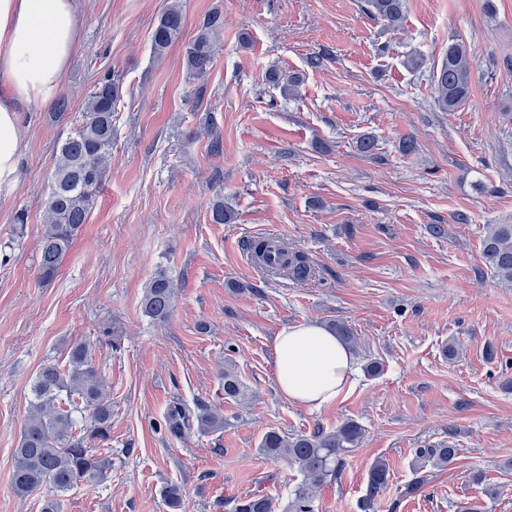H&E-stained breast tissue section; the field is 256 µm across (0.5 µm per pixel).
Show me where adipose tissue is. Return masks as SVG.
I'll return each mask as SVG.
<instances>
[{
    "label": "adipose tissue",
    "instance_id": "1",
    "mask_svg": "<svg viewBox=\"0 0 512 512\" xmlns=\"http://www.w3.org/2000/svg\"><path fill=\"white\" fill-rule=\"evenodd\" d=\"M78 0H0V180L17 169V113L49 97L77 47ZM277 384L290 401L318 408L351 385L354 358L315 322L283 329L275 338Z\"/></svg>",
    "mask_w": 512,
    "mask_h": 512
}]
</instances>
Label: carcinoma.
Segmentation results:
<instances>
[{"label":"carcinoma","instance_id":"obj_1","mask_svg":"<svg viewBox=\"0 0 512 512\" xmlns=\"http://www.w3.org/2000/svg\"><path fill=\"white\" fill-rule=\"evenodd\" d=\"M406 0H367L368 14L389 27L403 20ZM224 26V17L213 12L204 20L195 38L185 49L190 76L204 78L213 66L214 45L211 34ZM183 15L178 3L162 13L152 34V50L162 56L182 34ZM265 81L283 96L298 94L303 74L271 69ZM472 62L466 45L460 40L448 43V50L434 74L433 102L442 112H454L464 105L472 92ZM120 81L107 74L90 93L81 127L61 142L55 157L49 192L44 200L46 229L40 241L39 279L51 280L57 273L74 239L86 224L95 201V193L105 180L112 155V113L122 101ZM254 262L273 276L305 282L313 274L309 258L303 252L270 238L249 243ZM277 260H271L272 255ZM482 258L501 281L512 283V224H492L482 242ZM177 288L166 271L156 272L145 284L140 307L143 315L158 323L172 316ZM244 386L230 369L224 370V397L236 399ZM34 401L14 451L12 484L14 492L28 496L44 492L42 512H63V495L81 482L96 483L108 478L111 459L96 452L92 443L110 441L112 402L107 396L101 370L95 364L89 345L80 341L69 351L68 365L53 362L41 366L33 385ZM88 412V425L77 426L76 410ZM169 434L180 439L191 431L211 434L224 430V415L205 405L194 411L180 400L172 402L165 415ZM364 429L347 420L333 431L292 437L276 431L261 439V453L273 459L283 458L303 476L293 491V500L283 512H313V493L325 479L336 474L342 456L357 447ZM458 449L444 444L420 448L418 458L437 467H446ZM389 468L377 460L369 470L364 507L388 484ZM170 512H181L182 490L171 485L164 491ZM274 499L251 494L236 500L233 512H275Z\"/></svg>","mask_w":512,"mask_h":512}]
</instances>
